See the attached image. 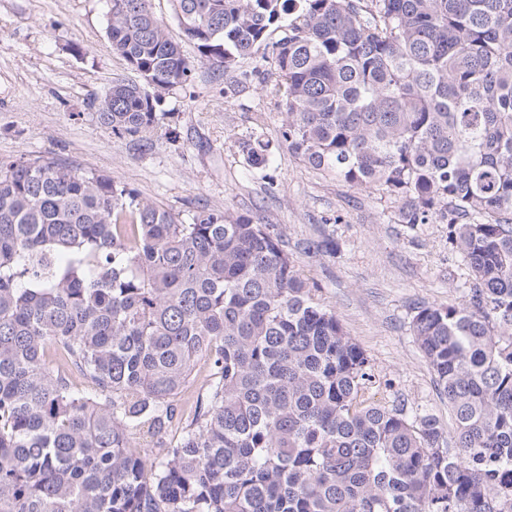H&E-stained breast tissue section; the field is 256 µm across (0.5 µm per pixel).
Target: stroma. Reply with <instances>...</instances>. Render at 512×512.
<instances>
[{
  "label": "stroma",
  "mask_w": 512,
  "mask_h": 512,
  "mask_svg": "<svg viewBox=\"0 0 512 512\" xmlns=\"http://www.w3.org/2000/svg\"><path fill=\"white\" fill-rule=\"evenodd\" d=\"M107 21L108 0H0V162L53 156L185 216L226 210L272 225L376 378L390 381L371 396L400 399L450 427L411 328L416 307L460 296L466 269L448 249L446 225L403 224L381 190L307 167L282 141V108L261 76L238 85L215 75L189 43L192 79L163 103L170 134L147 150L115 136L85 106L114 80L135 78L112 51ZM256 136L271 145L263 169L243 151ZM311 240L333 249L307 253Z\"/></svg>",
  "instance_id": "1"
}]
</instances>
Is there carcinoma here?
Masks as SVG:
<instances>
[{
	"instance_id": "carcinoma-1",
	"label": "carcinoma",
	"mask_w": 512,
	"mask_h": 512,
	"mask_svg": "<svg viewBox=\"0 0 512 512\" xmlns=\"http://www.w3.org/2000/svg\"><path fill=\"white\" fill-rule=\"evenodd\" d=\"M109 2L139 81L86 108L148 148L193 64L153 0ZM170 4L215 72L269 65L300 161L448 225L461 300L412 332L453 429L368 395L367 356L270 225L19 159L0 163V512H512V0ZM243 149L269 164V142Z\"/></svg>"
}]
</instances>
